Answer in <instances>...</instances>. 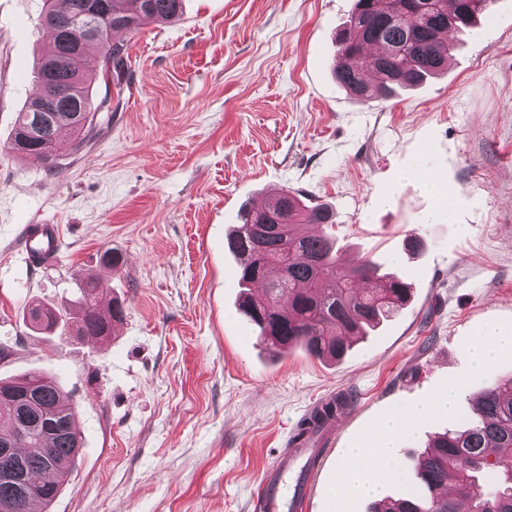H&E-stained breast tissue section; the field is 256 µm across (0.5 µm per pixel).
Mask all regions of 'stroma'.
<instances>
[{"mask_svg":"<svg viewBox=\"0 0 512 512\" xmlns=\"http://www.w3.org/2000/svg\"><path fill=\"white\" fill-rule=\"evenodd\" d=\"M44 0H0V378L60 381L85 446L50 512H255L265 467L317 404L353 409L331 440L358 447L393 414L406 425L384 496L415 490L421 453L458 428L491 375L465 348L485 328L512 334V0L456 35L448 71L386 100L337 84L336 35L354 0H185L180 19L120 32V81L90 58L106 99L99 132L56 170L7 151L36 86ZM287 188L335 213L343 261L368 256L410 284V303L336 362L270 355L239 303L224 246L243 204ZM58 224L63 247L26 265L24 225ZM426 241L420 255L403 243ZM112 250L120 265L107 269ZM94 276L124 311L118 335L35 333L34 302L77 308ZM456 386L452 413L433 409ZM328 459L309 512H368L338 497Z\"/></svg>","mask_w":512,"mask_h":512,"instance_id":"35a3bbf8","label":"stroma"}]
</instances>
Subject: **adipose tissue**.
I'll return each mask as SVG.
<instances>
[{
    "label": "adipose tissue",
    "mask_w": 512,
    "mask_h": 512,
    "mask_svg": "<svg viewBox=\"0 0 512 512\" xmlns=\"http://www.w3.org/2000/svg\"><path fill=\"white\" fill-rule=\"evenodd\" d=\"M511 348V335L489 329L469 344L467 356L476 372L485 373L494 367L503 351ZM405 422L402 415L388 418L368 446L344 449L336 469V485L341 493L376 492L383 478L376 473L375 463L391 456L393 439L402 431Z\"/></svg>",
    "instance_id": "obj_1"
}]
</instances>
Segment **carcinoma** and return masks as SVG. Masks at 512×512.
<instances>
[{"label":"carcinoma","instance_id":"1","mask_svg":"<svg viewBox=\"0 0 512 512\" xmlns=\"http://www.w3.org/2000/svg\"><path fill=\"white\" fill-rule=\"evenodd\" d=\"M85 0H44L40 25L52 32L42 53L36 79L40 93L28 101L15 129L31 122L37 103L52 90L65 93L60 105L89 117L87 127L42 112L47 128L45 147L27 153L8 150L48 169L81 153L95 136L97 113L107 100L94 102L85 78V50L96 45L102 69L110 75L127 64L117 31L134 32L154 21L182 14L183 0H102L107 24L82 44L78 65L57 68L51 61L70 52L69 26ZM494 0H355L346 28L337 37L336 81L359 100H385L397 88L416 87L445 70L454 40L449 35L474 27ZM374 45L375 56L367 53ZM373 69L376 81L364 80ZM335 224L327 206L290 189L273 194L263 209L245 207L241 224L227 239L240 259L239 280L264 284L261 294L248 295L241 312L259 330L258 340L271 350L299 346L316 358L338 359L349 343L399 311L410 288L394 272H380L367 257L344 263L334 251L327 229ZM318 225L322 231H301ZM104 289L88 278L82 282L78 310L29 306L26 325L71 329L79 336H108L122 310L104 311ZM338 398L315 409L293 436L297 441L312 426L330 419L342 407ZM0 512H48L67 481L83 438L71 404L60 384L40 371L0 379ZM413 495L386 498L370 512H512V378L493 380L477 391L474 417L455 430L433 438L415 472Z\"/></svg>","mask_w":512,"mask_h":512}]
</instances>
